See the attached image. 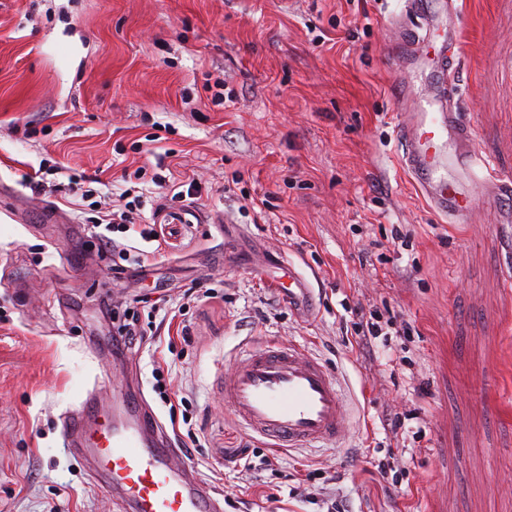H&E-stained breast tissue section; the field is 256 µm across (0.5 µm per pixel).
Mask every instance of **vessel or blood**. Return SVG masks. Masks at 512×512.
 Here are the masks:
<instances>
[{"instance_id":"vessel-or-blood-1","label":"vessel or blood","mask_w":512,"mask_h":512,"mask_svg":"<svg viewBox=\"0 0 512 512\" xmlns=\"http://www.w3.org/2000/svg\"><path fill=\"white\" fill-rule=\"evenodd\" d=\"M413 44L438 72L442 86L455 84L448 68V39L439 21L425 26ZM402 100L411 102L395 133L404 152V164L420 193L440 214L464 224L476 199L449 180V166L481 167L482 191L512 192V184L497 179L491 160L479 157L474 132L464 123L453 95L443 101L415 97L411 81L401 87ZM455 152H448V143ZM289 305L311 306L307 282L296 269L277 281ZM224 404L259 436L284 448L336 445L347 432L349 411L337 379L317 358L302 356L293 346L268 342L249 349L224 380ZM63 439L79 460L91 466L131 512H219L209 489L188 468L171 464L172 448L154 437V420L142 410L117 406L110 422L96 416L68 413Z\"/></svg>"}]
</instances>
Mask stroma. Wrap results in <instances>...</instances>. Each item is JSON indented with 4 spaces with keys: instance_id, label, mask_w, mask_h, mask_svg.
Returning <instances> with one entry per match:
<instances>
[{
    "instance_id": "stroma-1",
    "label": "stroma",
    "mask_w": 512,
    "mask_h": 512,
    "mask_svg": "<svg viewBox=\"0 0 512 512\" xmlns=\"http://www.w3.org/2000/svg\"><path fill=\"white\" fill-rule=\"evenodd\" d=\"M426 13L405 0H0V512H120L65 448L67 412L144 400L172 447L152 389L163 360L202 447L195 475L215 498L237 484L235 512H327L335 477L353 512H512V199L480 198L452 224L423 198L395 135L409 71L436 85L408 41ZM459 64L456 101L475 149L512 181V0H454L446 19ZM233 90L212 104L217 84ZM191 176L199 222H172L171 247L145 277L116 273L87 225L121 204L130 164ZM43 168L33 189L21 175ZM100 175L96 200L69 191ZM275 194L269 212L247 198ZM285 257L317 311L291 309L265 268ZM204 283L186 341L144 337L116 355L112 310L152 288ZM406 327L364 362L348 342L352 309ZM274 339L322 360L351 410L346 439L276 448L224 406V375ZM420 410L423 438L388 415ZM411 458L391 494L374 461ZM273 456L239 476L224 458Z\"/></svg>"
}]
</instances>
